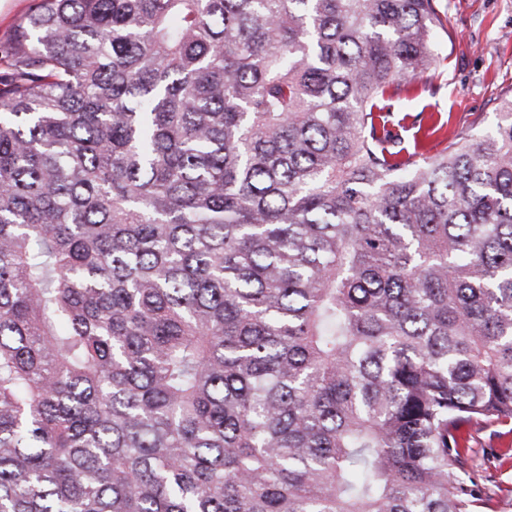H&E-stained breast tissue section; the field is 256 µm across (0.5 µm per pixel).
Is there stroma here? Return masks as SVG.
I'll return each instance as SVG.
<instances>
[{"instance_id":"35a3bbf8","label":"stroma","mask_w":512,"mask_h":512,"mask_svg":"<svg viewBox=\"0 0 512 512\" xmlns=\"http://www.w3.org/2000/svg\"><path fill=\"white\" fill-rule=\"evenodd\" d=\"M448 15L435 40L439 62L424 83L393 99V122L419 112H440L453 129L477 125L490 132L504 100L512 98V0H440ZM468 460L497 512H512V431L487 424L473 428Z\"/></svg>"}]
</instances>
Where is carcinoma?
Masks as SVG:
<instances>
[{"label": "carcinoma", "mask_w": 512, "mask_h": 512, "mask_svg": "<svg viewBox=\"0 0 512 512\" xmlns=\"http://www.w3.org/2000/svg\"><path fill=\"white\" fill-rule=\"evenodd\" d=\"M438 0H34L0 43V512H494L512 99L390 129ZM509 426L486 424L473 428L474 453L468 466L479 475L482 490L495 498L497 512H512V433Z\"/></svg>", "instance_id": "1"}]
</instances>
